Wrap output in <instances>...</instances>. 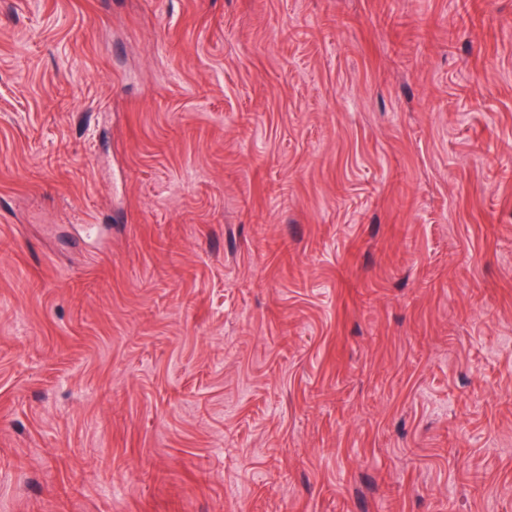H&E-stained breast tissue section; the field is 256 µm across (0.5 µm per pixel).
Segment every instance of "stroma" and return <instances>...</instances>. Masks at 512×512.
I'll use <instances>...</instances> for the list:
<instances>
[{
	"label": "stroma",
	"instance_id": "1",
	"mask_svg": "<svg viewBox=\"0 0 512 512\" xmlns=\"http://www.w3.org/2000/svg\"><path fill=\"white\" fill-rule=\"evenodd\" d=\"M0 512H512V0H0Z\"/></svg>",
	"mask_w": 512,
	"mask_h": 512
}]
</instances>
